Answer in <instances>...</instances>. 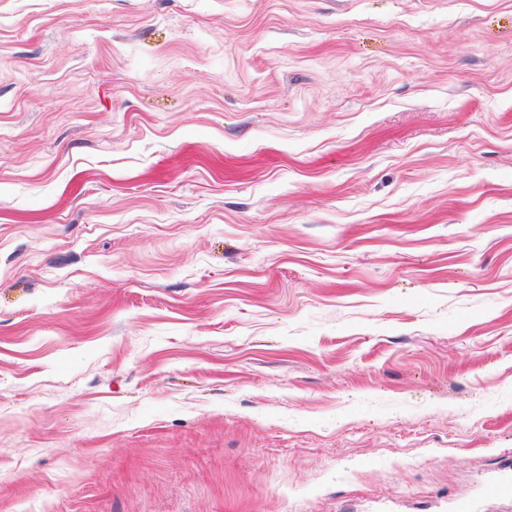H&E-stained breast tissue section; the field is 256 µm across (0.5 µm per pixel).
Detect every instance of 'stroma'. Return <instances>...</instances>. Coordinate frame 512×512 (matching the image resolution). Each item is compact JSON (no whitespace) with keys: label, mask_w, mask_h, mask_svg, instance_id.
<instances>
[{"label":"stroma","mask_w":512,"mask_h":512,"mask_svg":"<svg viewBox=\"0 0 512 512\" xmlns=\"http://www.w3.org/2000/svg\"><path fill=\"white\" fill-rule=\"evenodd\" d=\"M0 512H512V0H0Z\"/></svg>","instance_id":"stroma-1"}]
</instances>
